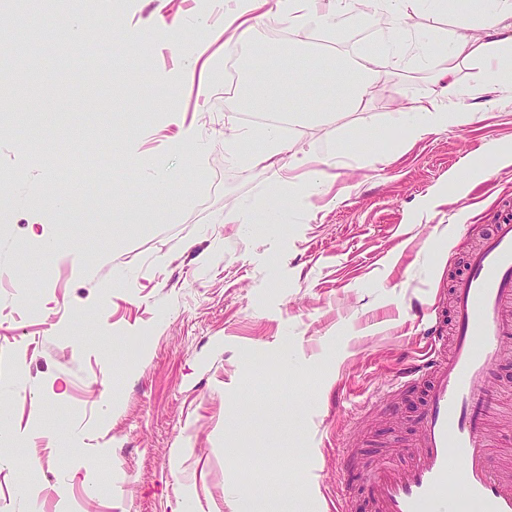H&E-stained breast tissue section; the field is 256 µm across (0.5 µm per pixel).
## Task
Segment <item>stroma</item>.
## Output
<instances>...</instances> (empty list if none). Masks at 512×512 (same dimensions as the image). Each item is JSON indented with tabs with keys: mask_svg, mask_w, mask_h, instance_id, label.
Masks as SVG:
<instances>
[{
	"mask_svg": "<svg viewBox=\"0 0 512 512\" xmlns=\"http://www.w3.org/2000/svg\"><path fill=\"white\" fill-rule=\"evenodd\" d=\"M65 2L92 36L116 16L118 38L142 39L91 69L0 46V175L14 177L0 186V407L19 444L0 461V512H236L245 482L259 512H334L344 483L352 512H369L366 467L385 453L409 463L406 403L423 397L419 383L385 385L416 362L426 309L446 305L468 247L512 203L499 163L512 105L407 141L386 118L435 71L386 61L362 109L287 133L328 159L338 139H362L383 161L342 170L338 198L248 229L230 218L269 201L275 175L225 157V133L247 126L225 102L248 76L226 75L223 17L207 0ZM455 22L425 10L404 28L440 65ZM308 42L367 47L352 28L294 30L288 46ZM47 99L60 127L31 124L20 140L17 120ZM75 155L102 161L99 182L53 181ZM158 170L177 206L150 196ZM32 184L46 191L29 200ZM28 299L35 312L18 314ZM492 383L494 452L512 459V358ZM351 447L341 468L336 451Z\"/></svg>",
	"mask_w": 512,
	"mask_h": 512,
	"instance_id": "obj_1",
	"label": "stroma"
}]
</instances>
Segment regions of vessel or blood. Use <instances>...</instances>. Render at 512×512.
Returning <instances> with one entry per match:
<instances>
[{
  "label": "vessel or blood",
  "instance_id": "vessel-or-blood-1",
  "mask_svg": "<svg viewBox=\"0 0 512 512\" xmlns=\"http://www.w3.org/2000/svg\"><path fill=\"white\" fill-rule=\"evenodd\" d=\"M451 327L399 383L425 381L413 461L379 463L372 512H512V477L493 453L488 422L497 409L494 366L512 353V217L470 249L451 285Z\"/></svg>",
  "mask_w": 512,
  "mask_h": 512
}]
</instances>
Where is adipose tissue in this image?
I'll return each mask as SVG.
<instances>
[{"mask_svg":"<svg viewBox=\"0 0 512 512\" xmlns=\"http://www.w3.org/2000/svg\"><path fill=\"white\" fill-rule=\"evenodd\" d=\"M427 4L436 12L455 9L453 0H225L224 28L229 32L228 44L236 46L248 40L260 23L328 35L350 19L366 28L383 23L390 28L387 56L405 69L431 65L433 48L428 42H412L395 22ZM459 11L463 21L453 34L446 64L436 73L431 88L407 99L389 118L390 125L403 129L408 140L441 133L451 124L471 123L476 101L493 105L512 102V0H463ZM384 57H344L336 76L344 81L345 92L337 101L315 96L314 84L325 81L319 74L312 79L299 75L288 85L268 90L259 88L229 99L228 104L253 112L284 107L293 122L315 121L326 112H354L368 102L381 77ZM461 57L477 61L483 68L480 80L467 88L454 78V63ZM245 140L240 131L230 132L224 137L225 152L251 167L276 169L273 191L277 197L304 207L311 198L327 192L323 158L295 150L277 127L263 129L261 150L244 151Z\"/></svg>","mask_w":512,"mask_h":512,"instance_id":"ef3b65f1","label":"adipose tissue"}]
</instances>
